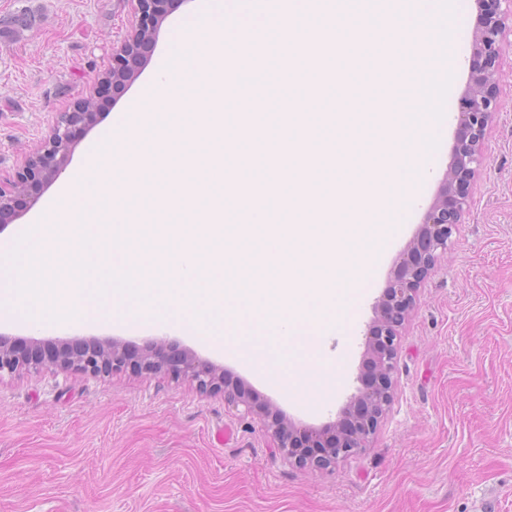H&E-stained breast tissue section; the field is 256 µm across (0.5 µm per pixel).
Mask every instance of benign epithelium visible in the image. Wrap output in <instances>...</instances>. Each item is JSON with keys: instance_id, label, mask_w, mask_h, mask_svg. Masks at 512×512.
<instances>
[{"instance_id": "1", "label": "benign epithelium", "mask_w": 512, "mask_h": 512, "mask_svg": "<svg viewBox=\"0 0 512 512\" xmlns=\"http://www.w3.org/2000/svg\"><path fill=\"white\" fill-rule=\"evenodd\" d=\"M136 24L112 48V78H103L94 92L69 112H62L49 134L26 158L9 183L0 184V231L32 207L45 189L69 166L78 144L75 132L98 122V101L112 89L117 102L134 82L151 54L168 16L183 0H133ZM484 13L472 35L471 76L458 100L456 141L436 200L425 214L420 232L402 257L367 325L365 362L375 368V381L366 384L358 374L357 390L340 408L336 420L320 428L298 425L263 402L229 388L223 367L185 351L172 356L162 338L144 344L140 356H129L116 341L94 342L89 349L70 353L62 343L49 356L15 348L0 334V379L25 368L75 369L98 375L129 367L142 373L168 370L203 393H222L224 401L241 408L244 416L260 421L272 447L284 460L311 472L335 469L340 461L364 448L377 434L393 398L392 375L401 331L414 310L421 284L441 255L448 252L453 226L469 206V186L486 163L483 142L487 127L501 109L499 67L507 36H512V0H479Z\"/></svg>"}]
</instances>
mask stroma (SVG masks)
Returning a JSON list of instances; mask_svg holds the SVG:
<instances>
[{"mask_svg":"<svg viewBox=\"0 0 512 512\" xmlns=\"http://www.w3.org/2000/svg\"><path fill=\"white\" fill-rule=\"evenodd\" d=\"M185 0L163 23L123 111L153 79L174 29L197 9ZM475 0H459L450 42L459 62L444 109L455 112L469 74ZM135 22L128 0H0V179L60 113L112 65V44ZM501 110L489 126L486 166L450 249L421 285L399 342L393 400L368 448L331 473L289 464L259 422L167 376L29 369L0 379V512H474L485 498L512 512V50L500 61ZM456 133L448 121L409 222L379 261L349 329L325 335L338 371L326 401L290 397L272 377L186 332H168L224 367L245 390L296 422L335 420L354 393L364 332L401 253L436 199ZM0 333L42 341L142 343L150 330L120 324Z\"/></svg>","mask_w":512,"mask_h":512,"instance_id":"1","label":"stroma"}]
</instances>
